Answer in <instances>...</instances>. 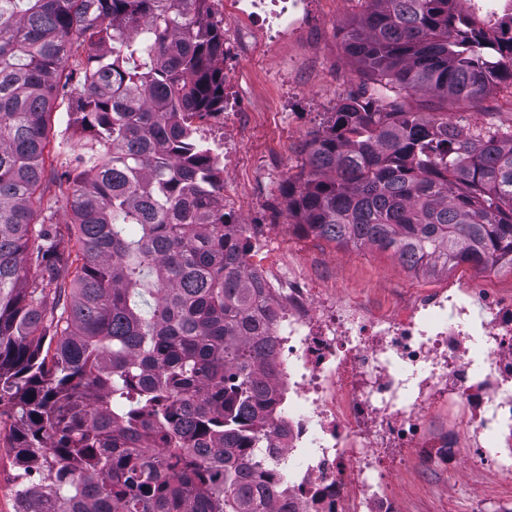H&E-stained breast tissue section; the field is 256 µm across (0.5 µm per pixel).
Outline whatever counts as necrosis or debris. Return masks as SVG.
<instances>
[{"mask_svg":"<svg viewBox=\"0 0 512 512\" xmlns=\"http://www.w3.org/2000/svg\"><path fill=\"white\" fill-rule=\"evenodd\" d=\"M286 36L308 0H232ZM240 57L224 35V126L245 124L232 93ZM277 305L271 336L276 434L254 459L285 462L272 512H401L389 478L404 453L457 470L493 464L512 481V299L470 284L435 289L391 315L334 300L264 263ZM448 409L429 426L428 412Z\"/></svg>","mask_w":512,"mask_h":512,"instance_id":"obj_1","label":"necrosis or debris"}]
</instances>
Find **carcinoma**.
Segmentation results:
<instances>
[{"label":"carcinoma","instance_id":"carcinoma-1","mask_svg":"<svg viewBox=\"0 0 512 512\" xmlns=\"http://www.w3.org/2000/svg\"><path fill=\"white\" fill-rule=\"evenodd\" d=\"M364 2L344 43L365 87L306 146L288 213L408 267L512 270V125L408 105L512 82V13L488 42L456 0ZM222 57L210 0H0V416L15 482L42 483L15 512H270L242 459L267 431L274 311L195 137L224 110ZM63 104L83 150L60 226L36 219Z\"/></svg>","mask_w":512,"mask_h":512}]
</instances>
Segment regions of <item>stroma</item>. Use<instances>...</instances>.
Wrapping results in <instances>:
<instances>
[{
  "mask_svg": "<svg viewBox=\"0 0 512 512\" xmlns=\"http://www.w3.org/2000/svg\"><path fill=\"white\" fill-rule=\"evenodd\" d=\"M361 9L359 0H310L305 29L274 42L257 23L242 19L236 25L242 64L235 95L251 121L225 181L238 199L237 216L261 223L255 252L274 256L281 269L312 279L331 297L380 314L424 291L469 281L512 297V272L484 273L462 264L445 273H417L375 250L296 233L282 187L299 173L306 144L326 128L338 101L363 84L344 44V28ZM448 120L485 130L512 123V85L500 84L477 102L449 104ZM394 483L402 512H490L512 501V483L488 464L450 472L413 456Z\"/></svg>",
  "mask_w": 512,
  "mask_h": 512,
  "instance_id": "35a3bbf8",
  "label": "stroma"
}]
</instances>
